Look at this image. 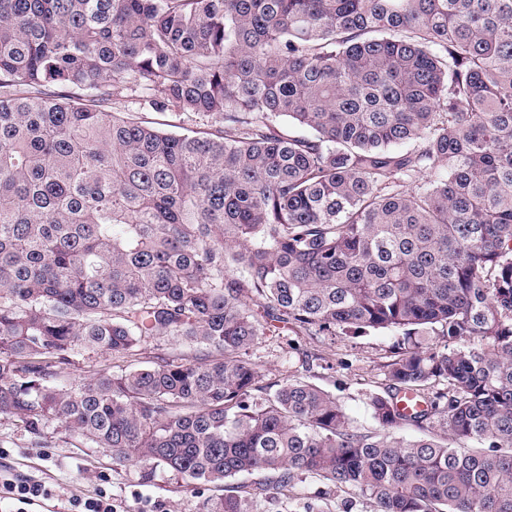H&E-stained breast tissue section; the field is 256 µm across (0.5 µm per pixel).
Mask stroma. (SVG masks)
<instances>
[{"mask_svg":"<svg viewBox=\"0 0 512 512\" xmlns=\"http://www.w3.org/2000/svg\"><path fill=\"white\" fill-rule=\"evenodd\" d=\"M397 341L391 332L336 337L291 332L261 337L247 357L264 381L294 374L334 394L355 425L372 431L376 424L365 399L384 391ZM46 436V443H36L19 423L0 419V475L34 478L83 498L103 490L117 512H208L211 499L224 493L163 467L113 461L105 449L52 427Z\"/></svg>","mask_w":512,"mask_h":512,"instance_id":"stroma-1","label":"stroma"}]
</instances>
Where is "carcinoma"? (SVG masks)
Masks as SVG:
<instances>
[{
  "mask_svg": "<svg viewBox=\"0 0 512 512\" xmlns=\"http://www.w3.org/2000/svg\"><path fill=\"white\" fill-rule=\"evenodd\" d=\"M140 89L204 129L106 111ZM289 329L402 336L379 431L262 383ZM151 336L194 356L61 380ZM0 416L224 485L209 512L254 472L323 482L303 512H512V0H0ZM71 365L64 370L63 379L77 382L93 372H112V357L93 348H85L72 357Z\"/></svg>",
  "mask_w": 512,
  "mask_h": 512,
  "instance_id": "obj_1",
  "label": "carcinoma"
}]
</instances>
